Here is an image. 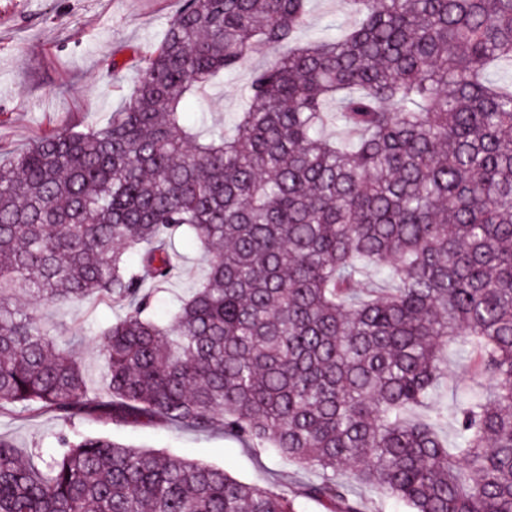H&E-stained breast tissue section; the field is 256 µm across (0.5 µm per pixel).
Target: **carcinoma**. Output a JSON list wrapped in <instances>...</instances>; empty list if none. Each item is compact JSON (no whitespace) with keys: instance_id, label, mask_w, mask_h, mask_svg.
<instances>
[{"instance_id":"cac0c4a2","label":"carcinoma","mask_w":512,"mask_h":512,"mask_svg":"<svg viewBox=\"0 0 512 512\" xmlns=\"http://www.w3.org/2000/svg\"><path fill=\"white\" fill-rule=\"evenodd\" d=\"M345 2L298 46L310 0H183L106 123L0 163L1 415L220 426L318 480L281 494L81 434L40 468L1 432L0 512H363L354 481L512 512V0ZM261 49L240 112L183 120ZM178 239L205 275L162 319ZM90 297L125 309L99 389L81 331L42 320ZM450 346L491 382L451 419Z\"/></svg>"}]
</instances>
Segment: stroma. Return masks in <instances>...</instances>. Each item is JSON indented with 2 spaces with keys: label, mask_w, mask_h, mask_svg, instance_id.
Returning <instances> with one entry per match:
<instances>
[{
  "label": "stroma",
  "mask_w": 512,
  "mask_h": 512,
  "mask_svg": "<svg viewBox=\"0 0 512 512\" xmlns=\"http://www.w3.org/2000/svg\"><path fill=\"white\" fill-rule=\"evenodd\" d=\"M181 5V0H0V162L43 134L106 122L138 78L134 51L158 41ZM347 19L344 0H312L308 23L298 39L312 40L327 25ZM109 58L122 63L119 76L105 70L103 62ZM264 61V56H253L234 75L214 80L205 90L204 109L212 121H224L240 110L251 71ZM179 248L186 256L181 275L155 295V308L161 314L204 273L200 249L189 242ZM119 312L112 303L92 298L46 308L43 316L62 335L78 326L85 330L86 338L74 354L95 377L102 369L97 332ZM0 431L25 457L55 447L60 433L77 431L141 450L166 451L224 468L239 480L284 491L314 478L276 455L244 448L218 428L198 433L161 422L111 425L86 416L65 422L50 413H26L0 417Z\"/></svg>",
  "instance_id": "1"
}]
</instances>
